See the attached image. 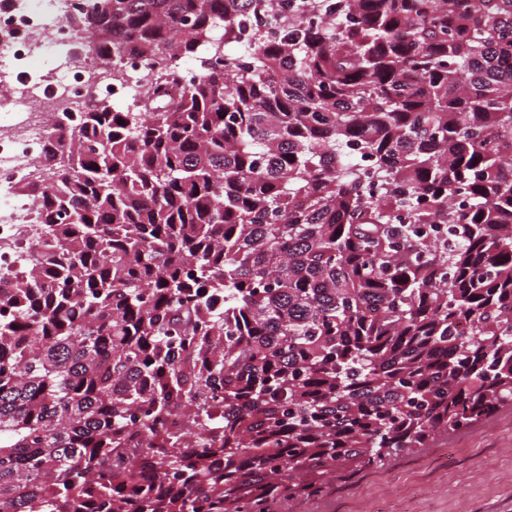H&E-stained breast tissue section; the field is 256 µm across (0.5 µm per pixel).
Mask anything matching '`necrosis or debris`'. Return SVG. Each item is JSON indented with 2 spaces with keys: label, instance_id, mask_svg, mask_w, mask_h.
<instances>
[{
  "label": "necrosis or debris",
  "instance_id": "4bbe7bcc",
  "mask_svg": "<svg viewBox=\"0 0 512 512\" xmlns=\"http://www.w3.org/2000/svg\"><path fill=\"white\" fill-rule=\"evenodd\" d=\"M81 0H0V288L13 286L27 270L45 235L35 202L25 185L40 181L43 146L52 125H65L83 112L88 100L131 102L141 91L143 64L123 65L116 83L110 69L86 57L68 23ZM38 56L53 59L35 71Z\"/></svg>",
  "mask_w": 512,
  "mask_h": 512
}]
</instances>
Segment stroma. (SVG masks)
<instances>
[{"mask_svg":"<svg viewBox=\"0 0 512 512\" xmlns=\"http://www.w3.org/2000/svg\"><path fill=\"white\" fill-rule=\"evenodd\" d=\"M316 496L280 497L269 512H512V406L375 470L340 467Z\"/></svg>","mask_w":512,"mask_h":512,"instance_id":"1","label":"stroma"}]
</instances>
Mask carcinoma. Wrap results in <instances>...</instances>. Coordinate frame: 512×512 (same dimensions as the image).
Instances as JSON below:
<instances>
[{
  "mask_svg": "<svg viewBox=\"0 0 512 512\" xmlns=\"http://www.w3.org/2000/svg\"><path fill=\"white\" fill-rule=\"evenodd\" d=\"M72 24L144 92L52 129L23 187L47 230L0 290V512H265L512 405V0Z\"/></svg>",
  "mask_w": 512,
  "mask_h": 512,
  "instance_id": "carcinoma-1",
  "label": "carcinoma"
}]
</instances>
